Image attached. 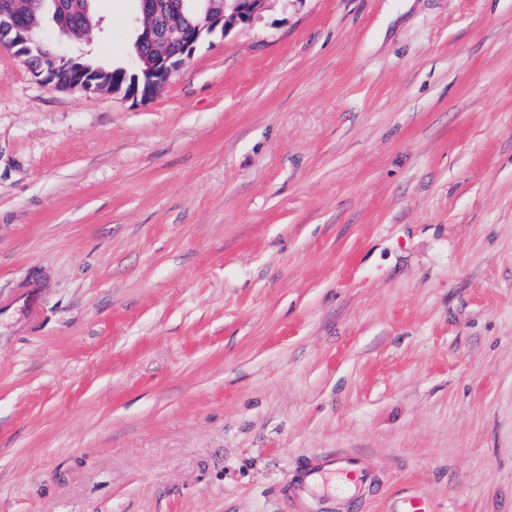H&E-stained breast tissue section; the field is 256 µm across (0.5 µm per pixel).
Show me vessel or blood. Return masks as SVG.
Returning a JSON list of instances; mask_svg holds the SVG:
<instances>
[{
  "instance_id": "vessel-or-blood-1",
  "label": "vessel or blood",
  "mask_w": 512,
  "mask_h": 512,
  "mask_svg": "<svg viewBox=\"0 0 512 512\" xmlns=\"http://www.w3.org/2000/svg\"><path fill=\"white\" fill-rule=\"evenodd\" d=\"M37 278L26 279L16 290V295L29 324L38 323L43 309L36 290ZM369 473L361 468L358 460L347 453L323 454L308 461L298 472L294 490L298 496L318 500L324 512H332L337 498L354 499L370 485Z\"/></svg>"
}]
</instances>
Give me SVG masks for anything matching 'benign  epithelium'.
<instances>
[{"instance_id":"benign-epithelium-1","label":"benign epithelium","mask_w":512,"mask_h":512,"mask_svg":"<svg viewBox=\"0 0 512 512\" xmlns=\"http://www.w3.org/2000/svg\"><path fill=\"white\" fill-rule=\"evenodd\" d=\"M173 2L171 9L164 12L152 0H138L139 27L134 48L135 65L140 73L124 74V86L110 70L84 73L78 66L85 56L80 47L68 54H60L47 46L39 51L37 66H32V47L28 41L19 40V35L27 25L32 5L38 4L39 0H0V50L22 60L29 66L31 74L47 85L60 64L69 63L70 79L65 83H53L56 88L84 92L122 91L127 96L147 98L186 66L202 41L251 23L264 10L267 0Z\"/></svg>"}]
</instances>
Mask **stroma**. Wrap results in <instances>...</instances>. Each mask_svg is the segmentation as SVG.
I'll use <instances>...</instances> for the list:
<instances>
[{
    "label": "stroma",
    "instance_id": "35a3bbf8",
    "mask_svg": "<svg viewBox=\"0 0 512 512\" xmlns=\"http://www.w3.org/2000/svg\"><path fill=\"white\" fill-rule=\"evenodd\" d=\"M133 69L134 0H92ZM0 512H512V0H268L148 99L0 52ZM35 288H40L36 277L26 279L16 290L15 295L21 301V306L27 316L29 324L38 323L43 316V309ZM370 483L369 473L359 466L356 457L336 452L308 461L297 473L294 490L298 496L318 500L325 510L320 512H335L332 510L339 499L336 495L352 500Z\"/></svg>",
    "mask_w": 512,
    "mask_h": 512
}]
</instances>
